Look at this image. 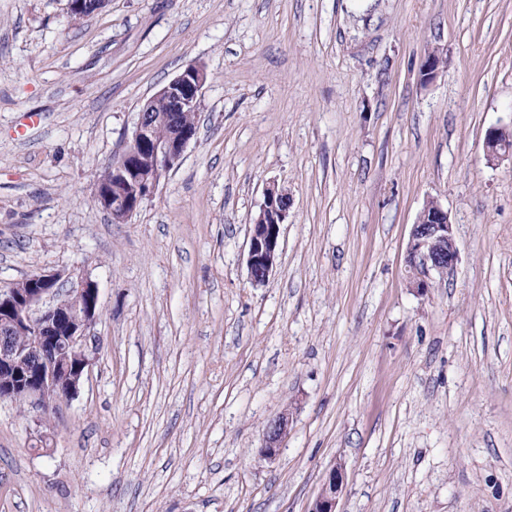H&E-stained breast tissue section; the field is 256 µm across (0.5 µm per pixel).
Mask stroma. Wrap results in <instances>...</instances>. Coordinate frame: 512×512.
<instances>
[{"label": "stroma", "instance_id": "1", "mask_svg": "<svg viewBox=\"0 0 512 512\" xmlns=\"http://www.w3.org/2000/svg\"><path fill=\"white\" fill-rule=\"evenodd\" d=\"M191 64L197 137L113 223L98 176ZM493 127L512 131V0H108L81 19L0 0V289L80 270L100 292L77 393L47 417L0 401V512H308L337 462L339 512H512V158H487ZM273 182L293 205L255 288ZM431 197L460 255L421 294L406 248ZM292 204V196L285 188L273 183L264 189L248 237L247 267L250 283L255 287L264 285L276 266L282 226L287 223ZM292 422L293 413L285 408L267 423L263 432V446L260 450L267 460L272 461L278 457L283 443L288 438Z\"/></svg>", "mask_w": 512, "mask_h": 512}]
</instances>
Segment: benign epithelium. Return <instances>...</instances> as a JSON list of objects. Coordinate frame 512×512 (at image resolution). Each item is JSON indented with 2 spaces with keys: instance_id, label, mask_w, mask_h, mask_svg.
Returning <instances> with one entry per match:
<instances>
[{
  "instance_id": "benign-epithelium-1",
  "label": "benign epithelium",
  "mask_w": 512,
  "mask_h": 512,
  "mask_svg": "<svg viewBox=\"0 0 512 512\" xmlns=\"http://www.w3.org/2000/svg\"><path fill=\"white\" fill-rule=\"evenodd\" d=\"M441 61L440 54L428 53L421 65V79H434ZM206 80L205 67L191 64L144 104L125 150L112 162L124 190L113 194L99 189L95 195L96 202L112 213L114 222L128 221L153 195L161 177L180 164L197 131L180 126L159 139L154 127L199 106ZM484 150L489 157L511 154L512 132L489 129ZM292 204L288 190L276 184L264 189L248 237L247 267L255 287L265 284L276 266L282 226ZM458 259L448 210L431 198L412 225L407 244L410 287L419 293L428 291L435 276L453 268ZM99 310L98 284L84 274L41 271L11 288L0 289V399L21 398L45 415L77 393L91 363L90 328ZM14 336L30 337V346L19 347L12 341ZM292 422L293 413L285 408L267 423L261 448L266 459L278 457ZM343 482L342 468L331 466L309 512H337Z\"/></svg>"
}]
</instances>
